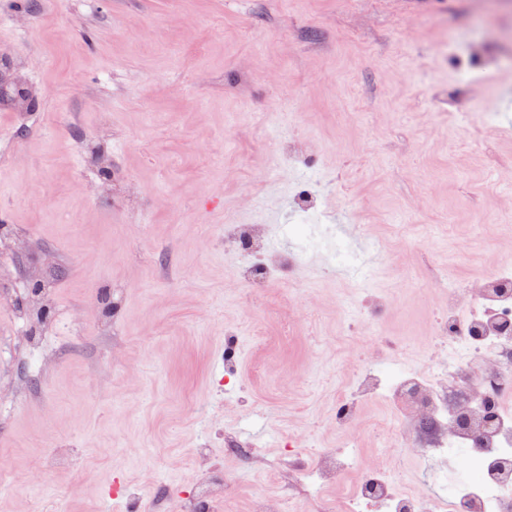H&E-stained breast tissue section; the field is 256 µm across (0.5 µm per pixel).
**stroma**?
I'll return each instance as SVG.
<instances>
[{
	"instance_id": "obj_1",
	"label": "stroma",
	"mask_w": 512,
	"mask_h": 512,
	"mask_svg": "<svg viewBox=\"0 0 512 512\" xmlns=\"http://www.w3.org/2000/svg\"><path fill=\"white\" fill-rule=\"evenodd\" d=\"M0 87V512H338L359 362L435 369L442 280L512 268V0H0ZM228 224L304 257L251 290ZM361 410L365 470L464 472ZM363 468L364 464L354 438L349 440L347 448L343 451H324L314 458V472L320 481L341 480Z\"/></svg>"
}]
</instances>
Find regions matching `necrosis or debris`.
<instances>
[{"instance_id":"obj_1","label":"necrosis or debris","mask_w":512,"mask_h":512,"mask_svg":"<svg viewBox=\"0 0 512 512\" xmlns=\"http://www.w3.org/2000/svg\"><path fill=\"white\" fill-rule=\"evenodd\" d=\"M234 243L245 262L243 279L262 287L272 248L261 227L241 224ZM441 324L445 344L443 377L427 373L386 376L379 361L365 363L358 390L382 395L418 418V431L430 447L470 451L476 480H464L453 492L431 498L399 494L392 471L377 468L355 483L342 512H512V480H502V463L512 461V273L500 272L491 288H449ZM356 441L314 458L319 480H340L362 469Z\"/></svg>"}]
</instances>
